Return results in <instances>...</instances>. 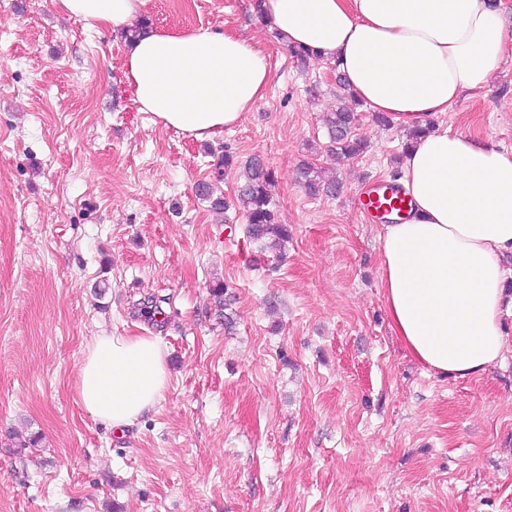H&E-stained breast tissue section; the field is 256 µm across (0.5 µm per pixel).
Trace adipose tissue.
I'll return each mask as SVG.
<instances>
[{
    "mask_svg": "<svg viewBox=\"0 0 512 512\" xmlns=\"http://www.w3.org/2000/svg\"><path fill=\"white\" fill-rule=\"evenodd\" d=\"M87 28L125 34L146 0H53ZM281 43L339 63L355 96L420 127L403 164L412 201L380 237V285L405 352L442 375H482L512 350V154L430 127L512 58V32L491 0H257ZM123 74L139 111L198 140L237 124L263 98L270 69L230 30L146 28L126 41ZM169 374L159 337L99 335L77 389L84 409L122 431L162 401Z\"/></svg>",
    "mask_w": 512,
    "mask_h": 512,
    "instance_id": "obj_1",
    "label": "adipose tissue"
}]
</instances>
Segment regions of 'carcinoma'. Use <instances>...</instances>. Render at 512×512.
Returning <instances> with one entry per match:
<instances>
[{
    "label": "carcinoma",
    "instance_id": "cac0c4a2",
    "mask_svg": "<svg viewBox=\"0 0 512 512\" xmlns=\"http://www.w3.org/2000/svg\"><path fill=\"white\" fill-rule=\"evenodd\" d=\"M336 97L339 104L335 111L324 117V123L329 134L331 151L338 156L354 158L365 149L363 140L355 137L353 128L358 121L357 111L346 103L352 97L346 80L341 72H336ZM235 166L230 154L217 164L214 180L197 183L196 195L210 202L215 211H224L227 207L224 196L217 193V183L224 179V171ZM300 175L306 192L312 196H334L341 190V183L334 176L325 174V170L312 163L301 165ZM243 181L238 187L236 200L248 222L250 238L261 244L264 249L279 252L288 242V226L275 220L276 202L270 193L273 174L261 159L253 157L244 166Z\"/></svg>",
    "mask_w": 512,
    "mask_h": 512
}]
</instances>
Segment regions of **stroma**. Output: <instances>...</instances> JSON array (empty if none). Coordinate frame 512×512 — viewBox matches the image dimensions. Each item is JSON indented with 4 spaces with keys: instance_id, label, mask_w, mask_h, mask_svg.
Returning a JSON list of instances; mask_svg holds the SVG:
<instances>
[{
    "instance_id": "stroma-1",
    "label": "stroma",
    "mask_w": 512,
    "mask_h": 512,
    "mask_svg": "<svg viewBox=\"0 0 512 512\" xmlns=\"http://www.w3.org/2000/svg\"><path fill=\"white\" fill-rule=\"evenodd\" d=\"M144 15L251 39L263 98L191 138L138 110L111 29L0 0V512H512V352L469 378L408 356L380 288L383 226L357 207L399 168L406 128L362 108L365 152L333 162V66L299 68L254 0ZM433 122L511 153L512 65ZM227 153L273 171L282 254L197 197ZM304 161L335 167L342 192L308 196ZM146 330L169 383L118 433L81 406L78 367L91 337Z\"/></svg>"
}]
</instances>
